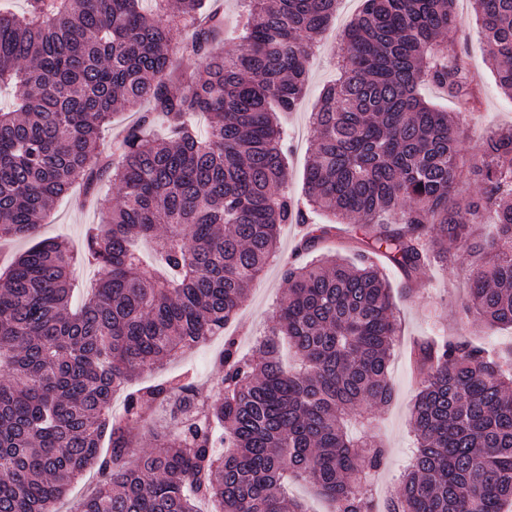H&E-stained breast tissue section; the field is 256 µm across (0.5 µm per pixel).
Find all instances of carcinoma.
Here are the masks:
<instances>
[{"label": "carcinoma", "mask_w": 512, "mask_h": 512, "mask_svg": "<svg viewBox=\"0 0 512 512\" xmlns=\"http://www.w3.org/2000/svg\"><path fill=\"white\" fill-rule=\"evenodd\" d=\"M26 0L0 12V239L37 232L72 185H116L83 249L44 240L0 275V512H59L88 469L98 488L76 512H304L288 483H311L332 512H376L369 475L380 443L348 416L392 399L398 319L372 259L415 281L432 262L471 266L462 311L485 329L512 327V128L486 139L461 202L464 162L453 115L423 98L435 85L464 111L479 104L465 59L448 53L455 0H364L344 31L339 79L324 87L304 173L306 207L288 194L279 114L304 94L308 50L338 0H240L233 52L218 51L224 16L211 0ZM493 73L512 97V0H472ZM184 38L176 40L173 25ZM202 66L170 79L173 56ZM152 104L102 158L101 131L120 109ZM205 113L210 132L197 135ZM368 249L320 252L335 224ZM495 225L483 238L478 225ZM283 224L309 225L273 324L250 355L224 330L250 284L279 257ZM154 243L155 265L132 248ZM104 272L72 308L69 271ZM224 337L219 398L187 374L130 390L145 370ZM411 359L417 449L386 512H506L512 505V359L429 337ZM130 390L112 413L115 389ZM142 427L154 441L126 463Z\"/></svg>", "instance_id": "obj_1"}]
</instances>
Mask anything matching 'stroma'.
I'll return each mask as SVG.
<instances>
[{"label":"stroma","instance_id":"1","mask_svg":"<svg viewBox=\"0 0 512 512\" xmlns=\"http://www.w3.org/2000/svg\"><path fill=\"white\" fill-rule=\"evenodd\" d=\"M362 6L363 0H340L335 21L312 50L306 92L295 111L287 113L283 119L288 131V189L293 194L302 192L304 170L313 149L311 112L323 86L336 78L341 32ZM447 46L449 52L461 54L466 59L477 77L481 104L476 111L460 112L451 99L434 88H425L424 94L445 110L454 112L461 150L467 158L476 159L481 156L490 134L512 126V98L505 96L495 82L472 0H458L456 25ZM99 221L100 214L93 198L86 194L83 186L77 185L54 204L41 224L38 236L66 239L77 249L82 245L86 226ZM297 235L296 225L283 226L281 261L267 267L262 279L249 290L236 320L228 327L229 332L237 334L242 353H250L252 337L263 334L268 328L274 307L287 287L282 262L291 258L297 246ZM450 251L456 256L454 264H430L415 285L387 262L379 264L390 286L391 300L401 327L390 372L394 398L388 406H366L360 410L361 415L370 417L369 432L386 452V460L375 478V500L381 506L397 491L413 458L410 415L418 387V378L410 362L413 343L427 336H455L480 343L492 351L512 348V328L486 333L464 318L462 305L467 296L471 260L461 246H451ZM223 349V337H215L176 361L144 372L137 383L145 386L188 371L194 373L202 394L212 395L213 379L223 374L218 363Z\"/></svg>","mask_w":512,"mask_h":512}]
</instances>
